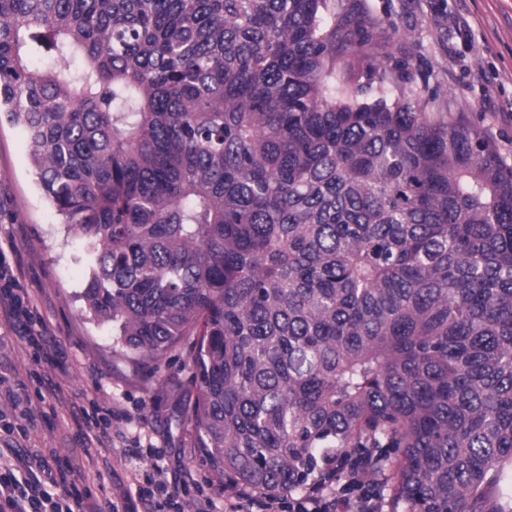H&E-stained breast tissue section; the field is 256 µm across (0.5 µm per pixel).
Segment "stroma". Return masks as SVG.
I'll return each instance as SVG.
<instances>
[{
	"instance_id": "1",
	"label": "stroma",
	"mask_w": 512,
	"mask_h": 512,
	"mask_svg": "<svg viewBox=\"0 0 512 512\" xmlns=\"http://www.w3.org/2000/svg\"><path fill=\"white\" fill-rule=\"evenodd\" d=\"M353 22L373 26L379 44L407 58L417 82L435 96V115L487 127L512 164V0H343ZM0 272L30 299L39 325L34 345L22 347L12 323L0 319V371L24 385L26 410L0 405V439L8 430L38 425L23 444L53 448L78 464L71 481L89 478L102 505L127 482L126 451L147 449L146 469L209 480L205 496L224 512L228 479L190 444L186 412L197 391L190 358L193 339L162 359L134 363L121 352L111 325L92 319L79 296L85 269L77 242L43 195L21 129L0 117ZM62 390L73 411L52 410L46 386ZM139 406L132 422L112 427V445L87 461L78 437L88 417L106 408Z\"/></svg>"
}]
</instances>
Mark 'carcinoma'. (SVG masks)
<instances>
[{
    "mask_svg": "<svg viewBox=\"0 0 512 512\" xmlns=\"http://www.w3.org/2000/svg\"><path fill=\"white\" fill-rule=\"evenodd\" d=\"M336 0H0V112L123 351L186 336L246 491L397 448L405 512H512V166ZM49 56L57 68L36 69Z\"/></svg>",
    "mask_w": 512,
    "mask_h": 512,
    "instance_id": "cac0c4a2",
    "label": "carcinoma"
}]
</instances>
